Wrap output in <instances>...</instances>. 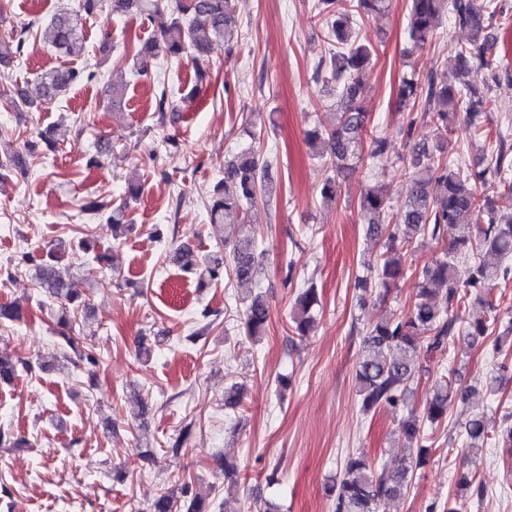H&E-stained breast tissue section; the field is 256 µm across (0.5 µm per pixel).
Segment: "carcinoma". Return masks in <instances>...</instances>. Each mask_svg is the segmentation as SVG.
<instances>
[{
    "label": "carcinoma",
    "mask_w": 512,
    "mask_h": 512,
    "mask_svg": "<svg viewBox=\"0 0 512 512\" xmlns=\"http://www.w3.org/2000/svg\"><path fill=\"white\" fill-rule=\"evenodd\" d=\"M386 0H318V14L322 16L328 39L343 49L319 61L315 75L324 73L340 84L338 98L331 104L335 110L334 123L323 131H313L310 146L315 155L326 160L333 175L328 177L320 191L327 203L336 201L340 180L353 165L363 158H374L386 149L382 137L370 139L368 151H363V133L368 126V112L362 104V79L370 64L372 50L363 43L352 28L354 17L363 18L381 9ZM85 14L139 12L150 24L159 27L160 41L152 43L137 54L134 69L137 75L149 77L148 59L162 50L172 58L187 52L197 57L206 56L212 47L222 41L234 39L237 22L231 16L229 0H82ZM450 12L469 32L466 45L455 49V67L458 86L438 81L435 74L422 79L415 75L402 77L398 96L400 102L416 112L407 128V138L417 121L433 126L431 140H420L409 149L412 171L405 184L406 203L400 215L403 224L402 246L395 243L389 226L380 222L386 208V196L378 187L368 188L361 196L360 211L367 220L369 234L385 238L384 250L369 271L379 284L387 288L403 274L401 247L413 242L419 235L428 234L438 240L450 224L469 226V234L458 239L452 250L466 257L483 251L512 258V211L500 209L494 198L478 193L476 184L486 183L487 176L500 178L507 194L512 196V147L499 145L488 167L465 171L448 159V117L458 112L475 119L491 111L492 99L488 92L473 86L466 77L472 66L485 68L491 82L512 80V70L496 65L493 59V38L487 33L497 14L493 0H411L409 17L410 50H421L435 39V20ZM32 24L13 26L0 34V67L10 68L25 54L26 41ZM52 46L74 59L85 55V40L79 16L58 15L49 28ZM102 62L84 69H51L40 76L42 96L51 100L69 88L94 80L100 74ZM156 111L160 118L165 113L180 111L179 105L162 87L157 92ZM268 164L261 152L248 146L237 152L224 165V182L214 187V196L208 206L213 224H222L229 217L245 223L247 210L258 200L271 195L272 187L266 180ZM91 251L85 240L74 243L58 239L47 248L45 257L29 260L34 285L51 298L72 304L77 297L75 284L64 281L56 264L76 252ZM260 254L255 238L248 232L237 237L230 251V264L224 256L195 258L189 248L177 253L176 259L188 270L200 269V275L217 279L224 270L231 269L236 279L246 282L252 278ZM512 277V265L494 267L473 263L469 276L462 281L457 277L453 259H437L425 266L417 283V293L408 311L397 318H385L371 325L363 337L364 351L360 355L355 379L362 396V407L370 410L378 406L396 407L405 404L406 393L415 371V358L420 349L442 350L451 346L460 330L478 340L489 335V329L498 320L499 302L493 289L499 279ZM473 298L486 311L487 316L461 325L451 309L466 306ZM318 304L313 288L300 292L290 318L298 334L306 335L313 323L311 310ZM247 335L256 338L264 334L269 307L263 295H254L245 308ZM64 345L79 360L95 367L98 358L93 346L79 345L71 336H63ZM455 388L452 381H437L429 399L418 416L410 413L404 423V432L416 446V454L402 460L390 472L375 473L368 459L361 453L350 454L343 463L336 483L326 489L333 498L335 512H380L387 501L407 493L411 486L413 467L425 463L430 449L424 444L423 422H437L448 414V401ZM469 450L483 447L489 439L485 421L472 416L464 423ZM189 484L180 492L167 490L159 494L149 506V512H209L208 496L199 493L187 497ZM183 505H178V502Z\"/></svg>",
    "instance_id": "carcinoma-1"
}]
</instances>
